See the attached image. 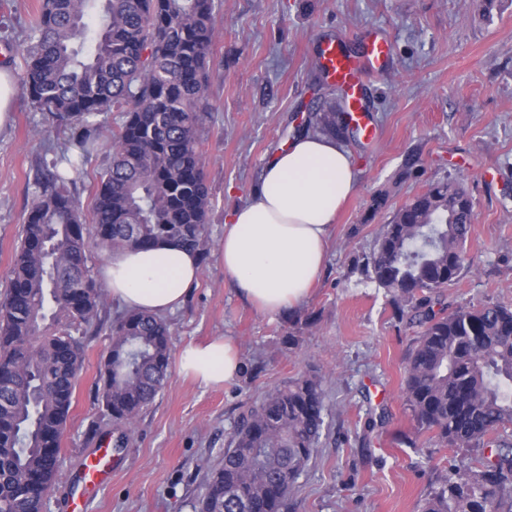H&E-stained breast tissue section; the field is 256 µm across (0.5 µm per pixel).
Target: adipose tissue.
I'll return each mask as SVG.
<instances>
[{"label": "adipose tissue", "mask_w": 512, "mask_h": 512, "mask_svg": "<svg viewBox=\"0 0 512 512\" xmlns=\"http://www.w3.org/2000/svg\"><path fill=\"white\" fill-rule=\"evenodd\" d=\"M359 184L356 160L337 139L302 134L274 153L224 227V276L237 294L265 313H293L307 300L329 230ZM199 270L197 253L165 246L111 256L102 277L122 308L160 315L184 304ZM179 369L210 386L235 381L243 364L224 336L185 346Z\"/></svg>", "instance_id": "ef3b65f1"}]
</instances>
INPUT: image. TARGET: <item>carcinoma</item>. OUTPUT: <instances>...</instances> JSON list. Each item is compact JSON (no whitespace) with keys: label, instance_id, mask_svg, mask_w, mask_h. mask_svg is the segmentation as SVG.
<instances>
[{"label":"carcinoma","instance_id":"1","mask_svg":"<svg viewBox=\"0 0 512 512\" xmlns=\"http://www.w3.org/2000/svg\"><path fill=\"white\" fill-rule=\"evenodd\" d=\"M220 0H41L22 48L21 87L78 148L34 180L33 202L0 300V503L41 512L59 477L60 437L84 363L81 338L112 336L98 372V404L127 444L138 415L169 378L170 328L160 315L101 318L106 292L90 245L108 254L163 244L205 258L210 200L198 150L210 116L208 58ZM122 114L105 130L95 118ZM304 130L361 136L331 106ZM110 162L91 217L70 192L102 143ZM455 180L429 185L381 225L369 277L415 330L401 396L416 436L482 448L475 467H451L419 512H512V308L448 310L464 268L474 213ZM328 408L322 379L304 375L243 407L194 512H283L317 452Z\"/></svg>","mask_w":512,"mask_h":512}]
</instances>
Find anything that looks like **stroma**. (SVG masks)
<instances>
[{"instance_id":"1","label":"stroma","mask_w":512,"mask_h":512,"mask_svg":"<svg viewBox=\"0 0 512 512\" xmlns=\"http://www.w3.org/2000/svg\"><path fill=\"white\" fill-rule=\"evenodd\" d=\"M40 0H0V68L19 75L16 49ZM210 53L215 110L200 142L210 196L211 247L171 326L169 379L112 457V479L84 512H193L209 466L216 464L241 406L291 379L325 376L329 427L288 501L287 512H418L462 451L419 439L401 396L413 336L393 316L383 289L360 268L381 224L429 184L453 179L475 203L465 270L447 291L450 306H512V0H223ZM393 42L390 66L371 78L372 141L350 144L361 171L356 194L330 230L327 262L294 313L272 316L240 298L224 276L221 242L232 209L250 196L264 162L307 116L313 97L338 104L340 91L315 60L325 35L355 38L370 29ZM75 145L27 98L14 93L12 120L0 128V296L43 163ZM387 192L385 207L373 200ZM299 338L297 348L283 343ZM232 337L244 372L205 387L176 361L190 342ZM110 336L85 339V360L60 438V476L48 512H70L81 494L85 459L109 439L90 435L101 421L95 383ZM385 424L365 433L369 409Z\"/></svg>"}]
</instances>
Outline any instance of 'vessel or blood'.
<instances>
[{
    "label": "vessel or blood",
    "mask_w": 512,
    "mask_h": 512,
    "mask_svg": "<svg viewBox=\"0 0 512 512\" xmlns=\"http://www.w3.org/2000/svg\"><path fill=\"white\" fill-rule=\"evenodd\" d=\"M359 46V52L354 53L346 48L342 39H326L319 41L317 56L327 78L343 89L351 121L360 127L365 138L371 139L375 129L368 118L363 90L366 82L387 66L393 46L387 35L376 31L365 33ZM111 469L110 450L108 446H101L82 469L86 490L92 492L99 488L108 479Z\"/></svg>",
    "instance_id": "1"
}]
</instances>
